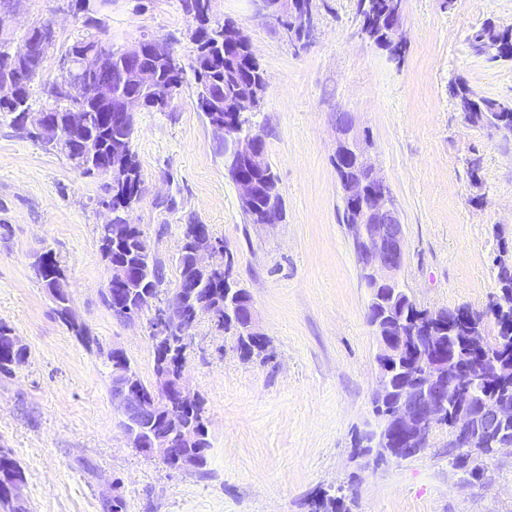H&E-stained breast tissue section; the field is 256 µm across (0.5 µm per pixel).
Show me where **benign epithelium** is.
<instances>
[{"label":"benign epithelium","instance_id":"7a95c632","mask_svg":"<svg viewBox=\"0 0 512 512\" xmlns=\"http://www.w3.org/2000/svg\"><path fill=\"white\" fill-rule=\"evenodd\" d=\"M318 6L315 0H267L257 7V13L265 18L288 23V33H301L306 42L315 29ZM382 42L391 48L404 44L402 22L390 24L382 34ZM24 55L42 57L54 49V39L30 40L22 44ZM166 58L171 67L178 64L173 46L165 40L140 41L119 53L128 58H137L147 50ZM62 72L60 91L74 94L79 103L69 108V119L64 124H52L48 111H27L23 114L22 126L35 139H50L65 149H71L79 140L87 117L81 103L91 100L117 98L119 111L126 126L134 121V114L145 107H167L177 91L176 81L164 85L158 82L154 72L147 68H135L127 74V81L137 87L139 93H114L106 88L100 79L84 77V73L98 75L110 69V60L98 46H83L78 53L63 54L59 58ZM18 97V81L11 78L0 80V101L11 103ZM255 111L254 99L242 96L234 102V111L225 112L224 122L214 127L225 137L233 138L237 161L225 167V177L235 186L242 206L251 203L255 185L243 178L242 166H263L266 158L258 148L257 136L239 130L241 120ZM336 167L352 171L355 176L344 179L342 195L348 204L347 227L351 233L360 266L364 286L370 291L369 307L377 304L376 294L382 288L398 285L399 273L405 264L404 224L400 210L386 181L380 176L370 155V140L355 129L353 121L336 125ZM100 176L108 179V185L116 192L126 184L123 164L117 160L98 167ZM184 244L194 269L202 276L220 274L231 278V269L224 263V249L210 240L204 224H188L184 232ZM41 276L52 282L55 296L66 294L64 284L68 283L64 270L44 264L37 265ZM154 321L149 324L151 334L157 337L156 365L154 380L145 389L134 385L130 372L120 366L112 372V407L120 417L125 435H130L132 426L160 409L171 410L182 404H196L198 398L188 388L184 369L175 367L169 361L166 349L173 343L172 333L186 328V311L180 294L164 291L155 299ZM441 312L421 309L420 318L426 323L427 336L423 340L428 348L422 374L411 382L392 390L389 388L387 373L393 363L410 351L409 338L400 332L386 335L380 320L373 319L368 311L369 324L374 328L378 342L376 355V387L372 399L383 407L381 426L371 429L372 443L381 448L387 461L406 460L426 450L433 430L448 427V456L456 455L461 448H479L495 457L512 441L499 437L500 425L512 421V404L495 399L486 400L478 409L461 405L454 413L446 410L444 395L448 385L457 381V367L448 362L442 351L444 337L441 336ZM488 440L493 447L482 449V441ZM131 448L148 457H158L163 463L171 459L172 448L179 445L195 448L200 452L206 448V434L194 428H183L176 436L153 435L135 442L128 440ZM26 479L15 476L9 483L7 493L0 497V512H26L23 489Z\"/></svg>","mask_w":512,"mask_h":512}]
</instances>
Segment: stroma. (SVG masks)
I'll return each instance as SVG.
<instances>
[{
	"label": "stroma",
	"instance_id": "35a3bbf8",
	"mask_svg": "<svg viewBox=\"0 0 512 512\" xmlns=\"http://www.w3.org/2000/svg\"><path fill=\"white\" fill-rule=\"evenodd\" d=\"M306 45L256 13L254 0H212L211 17L249 36L266 87L254 130L266 146L283 203L276 224L248 223L224 176V144L183 83L161 112L134 115L133 150L144 191L128 216L179 280L187 224L208 225L252 300L267 360H243L209 316L192 327L184 376L209 420L207 474L175 472L126 445L99 349L119 348L152 381L150 331L103 304L110 276L99 250L104 178L75 169L0 119V324L26 347L0 374V450L21 465L28 512H106L120 482L127 512H310L318 490L342 487L350 512H512V452L487 462L488 479L465 487L448 464L447 429L418 457L374 464L355 434L375 424L377 342L369 291L342 220L336 117L348 113L371 143L405 224L402 288L419 307H467L497 334L489 304L495 260L512 246V139L468 124L451 86L512 105V60L475 54L484 23L512 26V0H403L406 51L391 59L360 34L356 0H319ZM53 21L56 45L31 86L33 111L60 81L58 57L76 40L114 46L170 41L189 58L196 23L180 0H114L101 27L84 26L72 0H14L0 30L21 39ZM479 169H471V160ZM52 251L69 277L89 339L59 318L33 266Z\"/></svg>",
	"mask_w": 512,
	"mask_h": 512
}]
</instances>
